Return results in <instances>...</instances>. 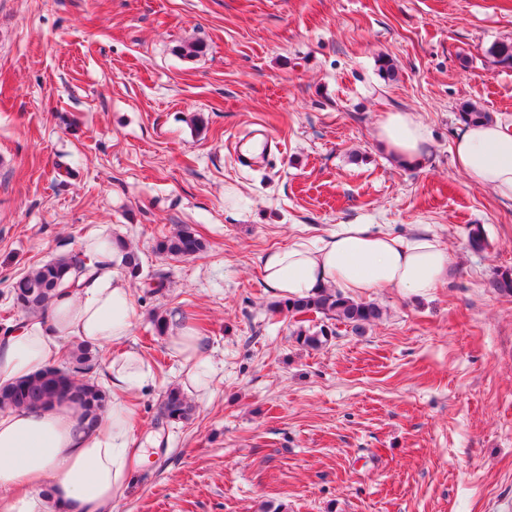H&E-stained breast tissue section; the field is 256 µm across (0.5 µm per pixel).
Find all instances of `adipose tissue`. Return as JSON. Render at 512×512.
Returning a JSON list of instances; mask_svg holds the SVG:
<instances>
[{
  "instance_id": "adipose-tissue-1",
  "label": "adipose tissue",
  "mask_w": 512,
  "mask_h": 512,
  "mask_svg": "<svg viewBox=\"0 0 512 512\" xmlns=\"http://www.w3.org/2000/svg\"><path fill=\"white\" fill-rule=\"evenodd\" d=\"M377 143L395 161L422 162L426 126L408 111L383 113ZM453 163L468 185L512 202V123L461 126L451 146ZM86 252L98 273L81 295H57L48 318L23 322L0 336V385L25 378L55 360L76 339L114 353L105 370L112 398L95 429L77 408L0 410V512H112L143 455L131 434L129 394L152 380L148 363L127 347L137 314L135 298L119 274L124 240L91 239ZM266 288L282 298H303L327 288L357 299L381 288L427 297L449 277L448 252L427 235H395L372 224H341L318 244L298 239L260 259ZM169 346L181 361L182 384L208 388L217 374L201 339L178 325Z\"/></svg>"
}]
</instances>
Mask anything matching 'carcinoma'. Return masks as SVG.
Returning <instances> with one entry per match:
<instances>
[{
  "label": "carcinoma",
  "instance_id": "1",
  "mask_svg": "<svg viewBox=\"0 0 512 512\" xmlns=\"http://www.w3.org/2000/svg\"><path fill=\"white\" fill-rule=\"evenodd\" d=\"M493 62L512 69V44L495 43L488 49ZM458 119L466 124L489 122L491 115L472 105H464ZM204 249V243L188 229H180L159 240L156 251L173 257L194 256ZM97 273L89 264V258L78 255L61 256L32 269L12 285L13 306L26 316L46 318L51 300L61 291L76 294L87 279ZM281 309L299 314H316L327 321L352 325L358 330L363 324L377 318L379 309L371 303H362L343 297L340 293L325 289L306 298L287 299L278 304ZM328 331L320 328L313 333L298 330V343L316 348L327 341ZM99 351L79 343L67 354L65 366H48L30 377L0 387V409L24 407L42 409L49 404L78 405L89 426H95L106 409L105 393L91 379L98 364ZM193 414V406L178 387L164 393L160 403L161 418L168 422L187 421Z\"/></svg>",
  "mask_w": 512,
  "mask_h": 512
}]
</instances>
